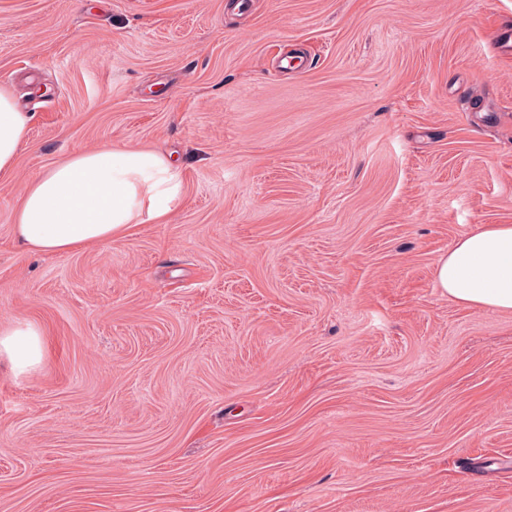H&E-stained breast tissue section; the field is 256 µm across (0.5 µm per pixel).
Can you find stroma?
Returning a JSON list of instances; mask_svg holds the SVG:
<instances>
[{"instance_id": "obj_1", "label": "stroma", "mask_w": 512, "mask_h": 512, "mask_svg": "<svg viewBox=\"0 0 512 512\" xmlns=\"http://www.w3.org/2000/svg\"><path fill=\"white\" fill-rule=\"evenodd\" d=\"M512 0H0V512H512V312L435 286L512 224ZM172 155L165 223L27 251L33 178ZM31 123L32 114L20 111L11 87L0 83V175L12 172L20 148L28 141ZM0 335V354L8 357L13 368L23 371L40 361L41 334L32 324L19 322L14 328L1 332Z\"/></svg>"}]
</instances>
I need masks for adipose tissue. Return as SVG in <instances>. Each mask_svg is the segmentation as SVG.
<instances>
[{
  "mask_svg": "<svg viewBox=\"0 0 512 512\" xmlns=\"http://www.w3.org/2000/svg\"><path fill=\"white\" fill-rule=\"evenodd\" d=\"M30 113L0 83V175L27 142ZM182 174L162 153L106 143L70 154L33 179L14 213V234L29 250L64 253L105 243L132 225L165 219L179 201ZM438 288L458 304L512 311V224H488L455 241L435 270ZM0 354L23 371L42 354L39 330L21 322L0 334Z\"/></svg>",
  "mask_w": 512,
  "mask_h": 512,
  "instance_id": "1",
  "label": "adipose tissue"
}]
</instances>
